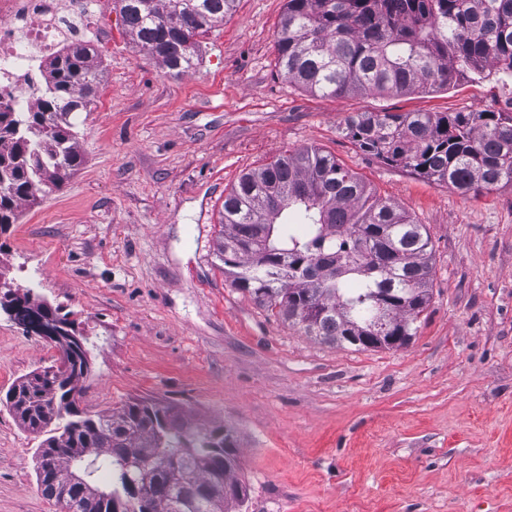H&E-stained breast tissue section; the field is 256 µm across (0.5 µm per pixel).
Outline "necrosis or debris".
Masks as SVG:
<instances>
[{"instance_id": "necrosis-or-debris-1", "label": "necrosis or debris", "mask_w": 512, "mask_h": 512, "mask_svg": "<svg viewBox=\"0 0 512 512\" xmlns=\"http://www.w3.org/2000/svg\"><path fill=\"white\" fill-rule=\"evenodd\" d=\"M101 18L100 0H0V103L33 106L50 63L93 36Z\"/></svg>"}]
</instances>
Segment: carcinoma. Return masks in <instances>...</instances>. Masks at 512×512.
<instances>
[{
  "label": "carcinoma",
  "mask_w": 512,
  "mask_h": 512,
  "mask_svg": "<svg viewBox=\"0 0 512 512\" xmlns=\"http://www.w3.org/2000/svg\"><path fill=\"white\" fill-rule=\"evenodd\" d=\"M236 0H114L132 40L168 72L199 59L198 37ZM289 83L323 97L446 90L489 70L512 78V0H286L275 38ZM103 81L91 45L69 46L28 112L0 105V232L24 204L60 188L82 163L73 117ZM359 148L464 195L512 185V115L504 112H358L345 122ZM213 254L224 274L271 315L316 340L375 335L380 302L395 331L427 302L431 238L396 204L315 147L284 151L243 173L224 194ZM28 293L7 301L27 327ZM13 385L5 403L44 436L36 476L57 512H247L232 428L195 425L172 405L131 400L105 413L79 408L80 389L42 378ZM153 452L168 460L154 471ZM97 472L110 487L90 483Z\"/></svg>",
  "instance_id": "1"
}]
</instances>
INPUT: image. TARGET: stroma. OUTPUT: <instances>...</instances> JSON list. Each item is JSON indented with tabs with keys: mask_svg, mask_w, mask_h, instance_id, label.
Segmentation results:
<instances>
[{
	"mask_svg": "<svg viewBox=\"0 0 512 512\" xmlns=\"http://www.w3.org/2000/svg\"><path fill=\"white\" fill-rule=\"evenodd\" d=\"M285 0H237L173 75L112 4L84 161L0 233V277L62 307L86 338L80 406L132 397L232 427L248 512H512V186L462 195L361 151L357 112H512V82L330 98L278 72ZM314 146L426 225L429 302L390 349L328 345L234 288L213 255L224 192ZM55 344L0 310V398ZM33 434L0 406V512H55Z\"/></svg>",
	"mask_w": 512,
	"mask_h": 512,
	"instance_id": "35a3bbf8",
	"label": "stroma"
}]
</instances>
